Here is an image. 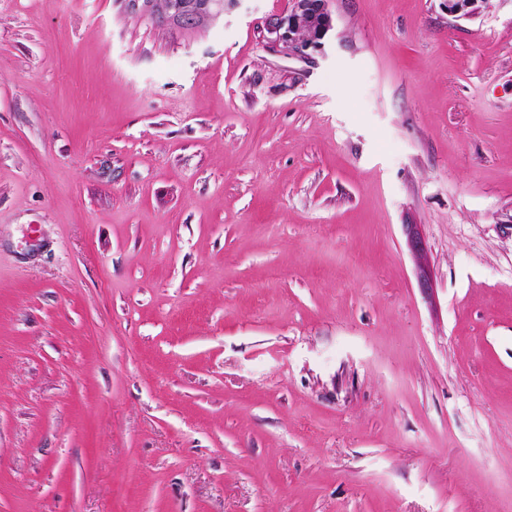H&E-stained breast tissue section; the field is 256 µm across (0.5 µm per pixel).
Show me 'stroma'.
<instances>
[{"label":"stroma","instance_id":"stroma-1","mask_svg":"<svg viewBox=\"0 0 512 512\" xmlns=\"http://www.w3.org/2000/svg\"><path fill=\"white\" fill-rule=\"evenodd\" d=\"M288 6L0 0V512H512V0ZM147 1V2H145ZM129 0V7L132 12L136 14L147 15L150 17L156 16L153 13L156 8H153L155 3H162V12L173 19L190 15L193 18L200 19L206 26L224 14V7L226 2L234 0H223L220 2H213L211 0H191V1H205V2H182L181 0ZM150 1V2H148ZM293 6L286 15H275L267 20L265 31L269 48L288 56L307 58L309 51H321L324 40L333 29L329 0H291ZM309 40L300 37H311ZM408 227L409 245L417 259L419 281L422 288H430V276L426 258L425 245L419 232L418 225L410 224Z\"/></svg>","mask_w":512,"mask_h":512}]
</instances>
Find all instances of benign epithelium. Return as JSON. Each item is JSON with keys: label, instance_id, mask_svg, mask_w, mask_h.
<instances>
[{"label": "benign epithelium", "instance_id": "7a95c632", "mask_svg": "<svg viewBox=\"0 0 512 512\" xmlns=\"http://www.w3.org/2000/svg\"><path fill=\"white\" fill-rule=\"evenodd\" d=\"M329 0H292L293 6L286 15H275L267 20L265 31L269 48L288 56L306 58L309 51H320L324 40L333 29L332 14L328 9ZM163 5L162 12L172 18L190 15L208 25L224 14L226 0H200L187 3L185 0H129V7L136 14L155 16L153 5ZM315 31L309 40L300 33ZM409 245L417 259L419 281L422 287H430V276L425 245L418 225H408Z\"/></svg>", "mask_w": 512, "mask_h": 512}]
</instances>
